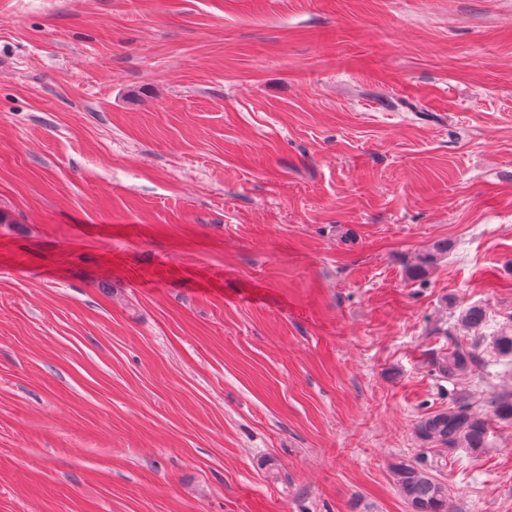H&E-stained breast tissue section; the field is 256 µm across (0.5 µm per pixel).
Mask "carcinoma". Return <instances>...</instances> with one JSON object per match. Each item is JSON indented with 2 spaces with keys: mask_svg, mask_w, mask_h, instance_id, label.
Masks as SVG:
<instances>
[{
  "mask_svg": "<svg viewBox=\"0 0 512 512\" xmlns=\"http://www.w3.org/2000/svg\"><path fill=\"white\" fill-rule=\"evenodd\" d=\"M446 256L448 242H435L410 265L409 277H427ZM460 322L466 329L477 333L487 322V310L480 305H471L462 311ZM492 344L499 356L511 358L512 324L494 333ZM479 365L480 359L475 351L458 342L433 359L435 370L448 378L472 373ZM493 417L512 422V393L489 401L487 413L473 410L469 397L461 396L446 408L422 415L416 424V433L440 452L464 448L476 455L487 448ZM394 470L399 492L409 512H449L448 491L434 474L433 465L420 459H403L394 465Z\"/></svg>",
  "mask_w": 512,
  "mask_h": 512,
  "instance_id": "cac0c4a2",
  "label": "carcinoma"
}]
</instances>
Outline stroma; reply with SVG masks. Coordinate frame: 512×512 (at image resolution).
Instances as JSON below:
<instances>
[{
  "mask_svg": "<svg viewBox=\"0 0 512 512\" xmlns=\"http://www.w3.org/2000/svg\"><path fill=\"white\" fill-rule=\"evenodd\" d=\"M509 323L512 0H0V512H512ZM448 256V243L444 240L435 242L416 261L410 265L408 275L411 279H423L435 268L443 258ZM432 363L439 374L449 378L474 372L480 365V359L472 348L457 341L448 348V352L438 354ZM489 412L473 410L469 397L455 399L448 408L428 412L416 424L418 437L439 452L464 448L476 455L488 448L491 418L512 422V393L489 401ZM433 468L420 459H403L394 465L399 492L409 512H449L448 491Z\"/></svg>",
  "mask_w": 512,
  "mask_h": 512,
  "instance_id": "obj_1",
  "label": "stroma"
}]
</instances>
